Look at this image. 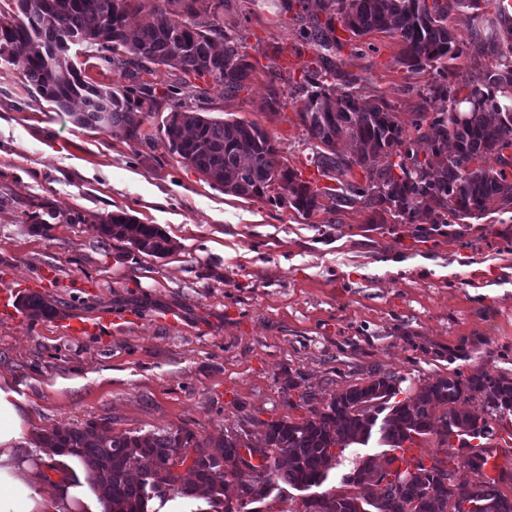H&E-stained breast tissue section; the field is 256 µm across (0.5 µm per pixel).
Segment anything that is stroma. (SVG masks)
<instances>
[{
    "mask_svg": "<svg viewBox=\"0 0 512 512\" xmlns=\"http://www.w3.org/2000/svg\"><path fill=\"white\" fill-rule=\"evenodd\" d=\"M320 13L316 0L305 10L224 0L216 18L240 27L254 70L234 96L208 78L199 85L206 115L257 123L323 187L291 98L304 69L321 67L301 38ZM399 49L380 33L346 32L327 56L343 79L408 113L431 75L400 65ZM22 71L0 60V285L58 302L48 320L0 319V378L27 415L25 458L63 423L186 426L205 438L249 417L299 420L304 393L327 402L373 369L402 377L410 394L452 369L512 374V222L474 219L426 237L422 211L371 224L358 203L302 216L242 199L157 139L170 104L144 118L149 142L133 143L74 126L29 93ZM119 210L165 230L172 253L132 255L99 238L92 216ZM35 212L55 217L49 234L33 231ZM104 312L137 321L104 339L60 329Z\"/></svg>",
    "mask_w": 512,
    "mask_h": 512,
    "instance_id": "1",
    "label": "stroma"
}]
</instances>
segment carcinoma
Returning a JSON list of instances; mask_svg holds the SVG:
<instances>
[{
	"label": "carcinoma",
	"instance_id": "cac0c4a2",
	"mask_svg": "<svg viewBox=\"0 0 512 512\" xmlns=\"http://www.w3.org/2000/svg\"><path fill=\"white\" fill-rule=\"evenodd\" d=\"M14 2L15 11L0 12V58L23 57L31 92L54 111L67 113L77 127L119 129L126 140L138 143L146 138L140 113L145 106L153 109L156 89L144 83L114 89L98 82L77 66L71 49H92L106 72L115 67L127 77L164 67L175 77L167 92L178 102L159 128V138L180 162L226 193L284 204L305 216L325 208L324 197L335 205L360 202L371 213L370 224L424 210L437 230L512 212V159L504 154L512 149V21L505 17L499 26L486 25L475 32V41L448 28L451 9L478 11L483 0H317L327 19L304 32L307 43L331 47L337 42V21L356 39L375 32L397 39L402 66L433 73L419 91L422 104L407 121L382 97L369 100L351 84L337 90L327 78L336 75L330 67L303 75L296 86L297 116L317 171L341 182L338 194L311 187L259 125L198 112L196 101L205 90L193 80L208 75L224 94L235 95L254 70L239 50L235 31L204 19L224 0L214 5L160 0L148 9L144 0ZM176 11L186 16L181 24L168 18ZM132 14L142 15L134 28ZM470 50L490 62L477 70L469 93L460 97L450 81L455 76L451 65ZM436 102L441 111L432 117L429 108ZM414 138L428 144L431 159L419 160L411 148ZM345 140L357 144L359 153L347 154L340 147ZM393 155L397 161L382 168L367 166L371 158ZM355 167L365 172V184L353 182ZM93 226L99 237L124 243L132 252L163 259L173 250L163 229L125 211L96 216ZM18 306L33 320L56 314L53 301L40 294L19 298ZM402 382L373 371L365 381L331 394L325 405L309 408L304 419L250 420L262 428L256 444L243 427L203 442L186 427L96 437L97 428L111 429L109 421L58 425L39 435L37 444L81 461L104 512H148L153 499L172 494L204 497L212 512H255L251 505L282 484L299 491L322 486L347 448L374 435L396 449L435 434L447 456L467 450V474L437 457L429 466L420 457L404 468L395 465L394 456H381L380 464L366 458L342 477L345 491L306 499L305 512H403L405 503L415 504V512H453L458 497L469 499L473 512H512V496L501 488L512 482V472L497 464L496 476L487 471L498 455L492 445L495 424L512 412V377L483 369L465 376L454 370L399 400ZM465 400L474 407H458Z\"/></svg>",
	"mask_w": 512,
	"mask_h": 512
}]
</instances>
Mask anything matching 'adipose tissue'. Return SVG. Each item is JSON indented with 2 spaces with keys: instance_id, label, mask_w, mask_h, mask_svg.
Returning <instances> with one entry per match:
<instances>
[{
  "instance_id": "ef3b65f1",
  "label": "adipose tissue",
  "mask_w": 512,
  "mask_h": 512,
  "mask_svg": "<svg viewBox=\"0 0 512 512\" xmlns=\"http://www.w3.org/2000/svg\"><path fill=\"white\" fill-rule=\"evenodd\" d=\"M27 433V422L8 380L0 379V512H59V504L75 508L84 501L82 486L63 482L60 502H53L39 489L53 457L42 456L39 464L26 461L18 447Z\"/></svg>"
}]
</instances>
